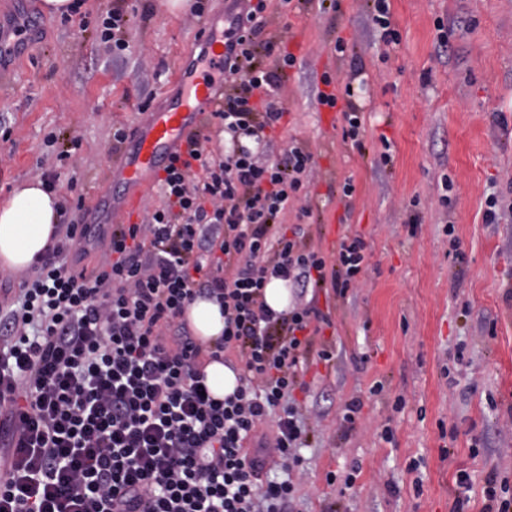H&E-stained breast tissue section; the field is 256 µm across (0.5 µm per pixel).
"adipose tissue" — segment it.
Wrapping results in <instances>:
<instances>
[{
	"label": "adipose tissue",
	"instance_id": "ef3b65f1",
	"mask_svg": "<svg viewBox=\"0 0 512 512\" xmlns=\"http://www.w3.org/2000/svg\"><path fill=\"white\" fill-rule=\"evenodd\" d=\"M58 202V195L46 192L37 181L16 186L0 201L1 270L24 271L43 253L60 221ZM185 318L202 342L215 343L224 334V315L216 301L196 299Z\"/></svg>",
	"mask_w": 512,
	"mask_h": 512
}]
</instances>
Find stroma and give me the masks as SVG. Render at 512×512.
I'll list each match as a JSON object with an SVG mask.
<instances>
[{"instance_id": "obj_1", "label": "stroma", "mask_w": 512, "mask_h": 512, "mask_svg": "<svg viewBox=\"0 0 512 512\" xmlns=\"http://www.w3.org/2000/svg\"><path fill=\"white\" fill-rule=\"evenodd\" d=\"M41 2L0 10L4 28L34 31L0 82V200L69 150L56 184L65 223L95 222L107 188L113 223H141L159 193L122 212L124 187L106 182L112 129L136 138L141 102L156 109L178 94L175 69L198 57L203 22L170 0H80L67 21L45 15ZM112 7L130 20L120 58L103 53L96 31ZM391 13L397 45L372 26L368 0L327 10L318 0H266L259 35L298 58L283 81L288 115L273 151L297 145L315 160L312 212L291 207L284 223L302 225L330 265L329 234L358 233L371 245L357 288L343 298L329 287L314 292L332 321L315 343L333 358L310 363L308 390L295 394L307 434L303 466L290 472L293 512H452L461 470L470 476L464 512H484L487 476L512 480V0H391ZM439 18L449 27L444 55ZM339 38L349 45L341 58L330 52ZM326 72L354 87L366 115L363 149L344 142L343 119L324 121L316 98ZM384 137L394 144L386 165ZM445 175L454 182L447 205ZM348 178L355 192L344 202ZM493 193L506 205L489 224ZM378 383L382 392L370 394ZM356 398L361 410L344 425Z\"/></svg>"}]
</instances>
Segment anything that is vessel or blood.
<instances>
[{"label":"vessel or blood","mask_w":512,"mask_h":512,"mask_svg":"<svg viewBox=\"0 0 512 512\" xmlns=\"http://www.w3.org/2000/svg\"><path fill=\"white\" fill-rule=\"evenodd\" d=\"M236 33L235 16L204 22L200 38L206 48L205 56L197 67H177L179 96L166 109L149 112L144 134L136 138L127 152L112 158L110 173L119 175L130 189L124 201L125 210L137 209L153 178L161 175L170 154L185 148L187 138L220 99L224 59L232 52Z\"/></svg>","instance_id":"1"}]
</instances>
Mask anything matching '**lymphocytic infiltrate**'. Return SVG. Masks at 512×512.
<instances>
[{
	"label": "lymphocytic infiltrate",
	"mask_w": 512,
	"mask_h": 512,
	"mask_svg": "<svg viewBox=\"0 0 512 512\" xmlns=\"http://www.w3.org/2000/svg\"><path fill=\"white\" fill-rule=\"evenodd\" d=\"M264 0L239 14L237 50L224 63V98L213 110L231 147L207 152L195 133L172 153L158 180L162 203L139 224L99 229L109 261L91 271L67 263L88 233L58 225L24 280L15 305L0 306V435L14 460L0 481V512H289L295 487L269 479V461L301 465L306 430L290 398L328 316L304 303L308 288L338 295L359 285L366 241L342 237L334 265L303 243L312 155L293 146L266 149V133L286 114L281 78L296 56L273 40L257 42ZM271 57L272 66L261 63ZM319 105L343 111L344 140L361 146L365 118L352 86ZM260 143V151L245 139ZM296 296L288 310L267 307L270 278ZM224 314L217 348L196 341L183 318L196 297ZM236 350L243 364L236 392L205 394L203 366ZM272 442L257 443L267 420Z\"/></svg>",
	"instance_id": "obj_1"
}]
</instances>
